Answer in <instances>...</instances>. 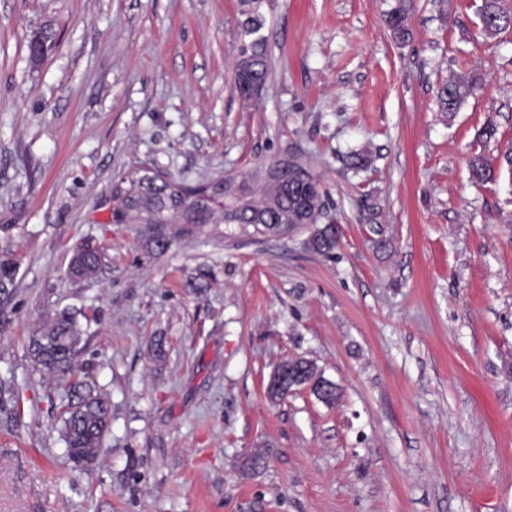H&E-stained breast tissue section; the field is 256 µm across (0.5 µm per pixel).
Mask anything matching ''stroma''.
Listing matches in <instances>:
<instances>
[{
  "label": "stroma",
  "instance_id": "stroma-1",
  "mask_svg": "<svg viewBox=\"0 0 512 512\" xmlns=\"http://www.w3.org/2000/svg\"><path fill=\"white\" fill-rule=\"evenodd\" d=\"M447 2L408 0L398 40V0H265L269 76L246 103L240 0H0V255L20 260L0 378L22 398L0 411V512H512V172L478 185L468 166L512 149V29L483 39L482 0ZM42 29L55 47L35 62ZM469 72L481 89L439 111ZM286 155L329 194L331 255L306 226L237 224L159 255L109 221L131 168L196 184ZM88 238L108 263L72 280ZM73 307L112 404L86 470L56 429L62 387L26 353ZM298 356L339 403L269 401ZM481 77L477 73L467 76H459L449 79L443 83L437 95V104L442 112H455L461 105L474 94L472 89L474 85L478 86Z\"/></svg>",
  "mask_w": 512,
  "mask_h": 512
}]
</instances>
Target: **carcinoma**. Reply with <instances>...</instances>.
I'll use <instances>...</instances> for the list:
<instances>
[{
  "label": "carcinoma",
  "mask_w": 512,
  "mask_h": 512,
  "mask_svg": "<svg viewBox=\"0 0 512 512\" xmlns=\"http://www.w3.org/2000/svg\"><path fill=\"white\" fill-rule=\"evenodd\" d=\"M263 0H240L241 27L250 41L243 42L239 54L254 60V69L243 77L235 73V87L244 100H252L247 88L263 87L268 78V62L264 40L257 36L263 27ZM505 0H485L481 12L494 17L495 34L512 28V8ZM389 27L395 38L409 34L406 5L396 8L389 17ZM477 73L459 76L443 83L437 95L442 112H455L479 85ZM472 176L478 181H492L496 171L483 154L471 161ZM328 195L320 181L307 166L290 156L288 163L272 170L263 165L225 182L208 180L189 185L159 170L144 167L132 169L112 186V224H151L165 226L145 237L151 250L162 254L170 245L172 227L201 224H286L288 222L313 226L306 240L308 249L322 255L331 254L338 246L336 224L331 222ZM107 260L106 249L90 239L80 242L73 250L67 269L69 277L87 280L98 275ZM19 263L0 261V327L8 322L13 310L15 283ZM77 310L62 309L30 337L27 353L33 370L58 378L64 385L66 404L60 413L59 429L69 459L76 465L89 468L98 458L112 423L109 397L102 391L93 375L78 362L86 338ZM292 365L293 388L309 386L315 398L333 405L340 397L338 385L327 379L313 361L303 357L288 360Z\"/></svg>",
  "instance_id": "obj_1"
}]
</instances>
